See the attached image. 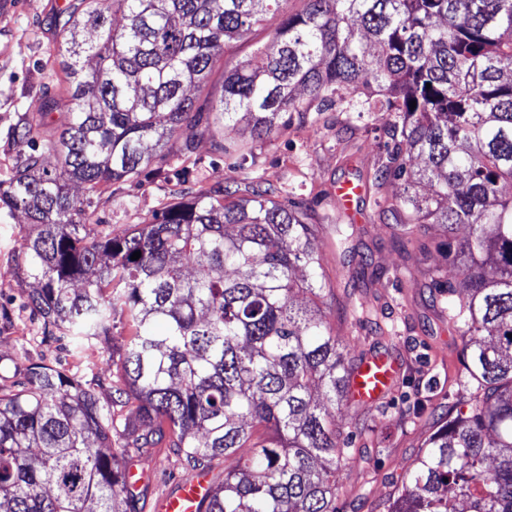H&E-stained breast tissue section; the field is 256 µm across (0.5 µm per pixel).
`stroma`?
I'll return each mask as SVG.
<instances>
[{
	"instance_id": "stroma-1",
	"label": "stroma",
	"mask_w": 512,
	"mask_h": 512,
	"mask_svg": "<svg viewBox=\"0 0 512 512\" xmlns=\"http://www.w3.org/2000/svg\"><path fill=\"white\" fill-rule=\"evenodd\" d=\"M70 0H0V181L8 179L17 160V140L30 128L35 142L58 134L63 112L40 115L39 100L64 94L66 84L53 46L59 37L56 15ZM306 0H284L278 13L267 15L243 39L231 44L211 69L205 85L190 94L200 112L213 111L221 97L224 74L237 65L259 63L282 14L301 12ZM246 144L247 153L231 168L216 145L221 139ZM388 140L387 117L380 112L332 110L292 118L272 138H253L247 123L225 133L203 132L193 152L183 153L174 136L156 150L153 163L137 177L105 187L91 198L92 221L98 231H122L150 224L168 203L205 193L211 196L242 182L271 187L280 202L292 201L307 212L315 229L325 284V307L340 342L353 355L384 353L399 367L397 383L379 409L362 412L344 404L336 422L344 430L365 425L366 446L356 450L336 474L337 512H385V504L401 485L408 467L448 413L468 411L480 398L468 384L458 334L443 323L445 299L430 288L434 276L454 277L448 264V238L435 231L419 237L409 251L390 238L364 192L352 210L336 197L343 180L375 173ZM354 228L356 251L336 249V227ZM28 230L26 216L0 209V392L19 380L18 369L30 363L84 371L62 342L46 337L41 320L27 307L34 288L23 270L20 244ZM371 256L385 272L375 285L378 301L359 307L369 278L360 275L361 255ZM190 470L177 457L159 449L140 476L148 492L141 512H159Z\"/></svg>"
}]
</instances>
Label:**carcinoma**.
Wrapping results in <instances>:
<instances>
[{
	"instance_id": "1",
	"label": "carcinoma",
	"mask_w": 512,
	"mask_h": 512,
	"mask_svg": "<svg viewBox=\"0 0 512 512\" xmlns=\"http://www.w3.org/2000/svg\"><path fill=\"white\" fill-rule=\"evenodd\" d=\"M79 2L55 45L66 121L39 152L21 137L0 208L34 228L20 249L33 312L68 352L107 353L100 371L118 385L102 402L62 368L21 369L0 393V512H140L128 461L162 446L203 474L222 467L205 512H336L352 451L336 411L356 363L320 309L295 304L325 297L304 210L248 182L100 235L90 198L69 192L139 175L154 138L191 152L188 87L283 0ZM298 89L318 112L392 116L373 204L395 242L469 228L448 249L459 282L429 287L448 293L482 396L431 434L386 512H512V0H307L260 66L224 74L205 127L243 110L267 139L282 115L311 111ZM421 182L430 192L411 193ZM118 307L127 338L112 335Z\"/></svg>"
}]
</instances>
